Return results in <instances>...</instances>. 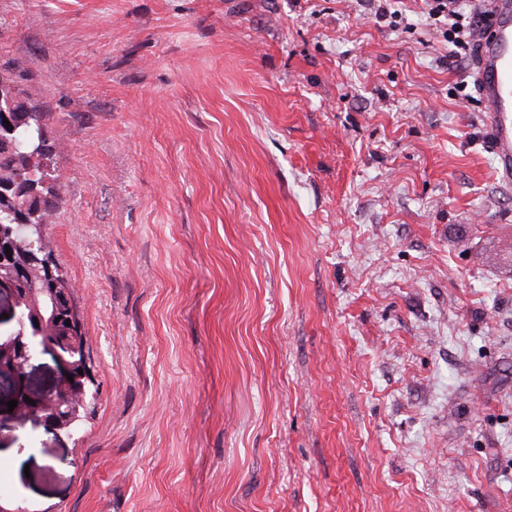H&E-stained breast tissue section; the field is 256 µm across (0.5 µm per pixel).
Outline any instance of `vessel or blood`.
<instances>
[{
    "instance_id": "vessel-or-blood-1",
    "label": "vessel or blood",
    "mask_w": 512,
    "mask_h": 512,
    "mask_svg": "<svg viewBox=\"0 0 512 512\" xmlns=\"http://www.w3.org/2000/svg\"><path fill=\"white\" fill-rule=\"evenodd\" d=\"M491 29L478 45L474 80L496 173L512 181V0H488Z\"/></svg>"
}]
</instances>
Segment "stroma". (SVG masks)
<instances>
[{
	"label": "stroma",
	"mask_w": 512,
	"mask_h": 512,
	"mask_svg": "<svg viewBox=\"0 0 512 512\" xmlns=\"http://www.w3.org/2000/svg\"><path fill=\"white\" fill-rule=\"evenodd\" d=\"M399 0H0L95 408L23 512H512V183Z\"/></svg>",
	"instance_id": "1"
}]
</instances>
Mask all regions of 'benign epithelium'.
Segmentation results:
<instances>
[{
    "instance_id": "1",
    "label": "benign epithelium",
    "mask_w": 512,
    "mask_h": 512,
    "mask_svg": "<svg viewBox=\"0 0 512 512\" xmlns=\"http://www.w3.org/2000/svg\"><path fill=\"white\" fill-rule=\"evenodd\" d=\"M10 249L12 256L5 255ZM28 275L53 282L51 288H18L15 267ZM9 311V320L18 321L20 329L0 335V377L7 380L10 391L0 395V427L13 417L22 414L36 417L46 433L61 442L71 435L80 411L88 408V373L80 358L82 337L74 326L66 325L73 320L71 288H61L49 256V246L21 244L0 226V307ZM49 351L56 362V383L44 394L28 390L25 378L35 351ZM72 378H67V375ZM35 401L30 404L24 400ZM17 401L12 412H7V402Z\"/></svg>"
}]
</instances>
